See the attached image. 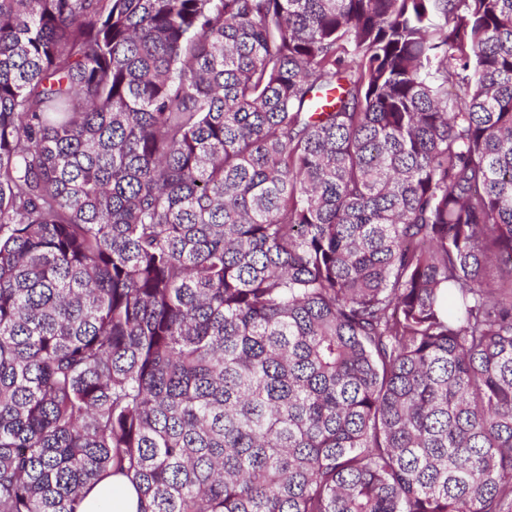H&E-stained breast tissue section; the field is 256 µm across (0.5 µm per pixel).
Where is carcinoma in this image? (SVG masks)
Wrapping results in <instances>:
<instances>
[{"instance_id": "1", "label": "carcinoma", "mask_w": 512, "mask_h": 512, "mask_svg": "<svg viewBox=\"0 0 512 512\" xmlns=\"http://www.w3.org/2000/svg\"><path fill=\"white\" fill-rule=\"evenodd\" d=\"M512 512V0H0V512ZM135 487L122 476H112L86 497L83 512H139Z\"/></svg>"}]
</instances>
